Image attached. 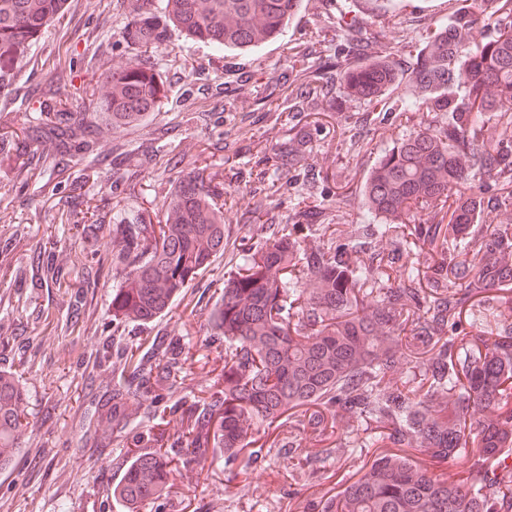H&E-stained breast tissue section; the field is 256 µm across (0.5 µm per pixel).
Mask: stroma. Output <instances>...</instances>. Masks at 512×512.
Instances as JSON below:
<instances>
[{"label": "stroma", "instance_id": "obj_1", "mask_svg": "<svg viewBox=\"0 0 512 512\" xmlns=\"http://www.w3.org/2000/svg\"><path fill=\"white\" fill-rule=\"evenodd\" d=\"M464 4L465 0H303L278 39L224 57L170 29L153 48L134 52L125 31L135 15V0H66L63 12L17 62L12 84L0 88L1 120L12 128L28 125L40 102L49 98L58 72H65L72 86L89 89L102 68L134 59L161 73L167 96L159 111L136 126L110 124L95 112H86L96 130L94 144L88 158H73L70 169L78 171L93 160L100 176L82 189L54 178L32 179L24 185L13 176H0V236H9L11 225L26 224L32 241H39L45 225L57 223L61 199L77 214L93 205L119 222L140 214L156 219L176 179L205 164L222 171L224 190L233 202L224 213L223 254L190 283L175 314L133 331L140 339L161 328L174 336L187 335L198 354H205L225 272L239 264L244 245L262 241L293 221L292 201L265 199L249 177L260 151L281 149L293 125H307L311 148L297 170L309 221L342 224L352 231L364 221L361 189L377 158L418 127L448 122L444 112L408 118L391 113L363 122L366 103L348 98L336 79L328 92L336 96L338 108L322 119L310 112L261 116L256 110L259 101L277 99L282 93L292 48H307L308 62L316 66L336 53L335 45L315 43L316 31L336 28L342 40L350 30L361 31V53L383 47L396 63L400 76L388 99L393 105L410 93L405 74L414 65L415 48ZM117 150L129 162H142L138 180L121 182L123 168L112 161ZM339 150L349 154V166L335 162ZM260 208L265 216L259 221L255 212ZM115 281L111 274L99 279L94 324L74 336L65 331L62 295L52 297L54 322L49 326L27 320L21 311L0 309V337L23 335L39 355L23 375L31 425L18 438V466L0 471V512H121L110 490L121 480L127 455L120 452L108 426H97L96 447L83 448L70 424L78 406L89 401L81 387L82 373L100 380L112 376L110 367L95 364L94 355L100 336L112 326ZM358 465L355 459L329 464L318 479L291 474L287 460L277 457L261 470L239 467L230 481L215 467L200 473L174 472L170 481L176 496L166 512H313V503L335 495Z\"/></svg>", "mask_w": 512, "mask_h": 512}]
</instances>
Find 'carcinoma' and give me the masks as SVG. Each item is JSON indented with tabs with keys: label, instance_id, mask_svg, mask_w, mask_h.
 <instances>
[{
	"label": "carcinoma",
	"instance_id": "obj_1",
	"mask_svg": "<svg viewBox=\"0 0 512 512\" xmlns=\"http://www.w3.org/2000/svg\"><path fill=\"white\" fill-rule=\"evenodd\" d=\"M66 0H0V79L63 11ZM138 7L126 32L135 49L161 37L165 24L218 53L258 48L279 37L302 0H164L163 20ZM509 30L477 39L482 0H472L441 23L416 50L408 78L414 94L400 112L448 113V124L413 132L375 164L362 193L369 222L348 235L335 224L296 222L244 249L224 279L201 369L217 378L190 394L194 344L159 332L140 340L118 334L169 313L187 283L224 251V176L208 166L175 182L154 225L139 216L128 224L90 217L47 224L39 246L22 263L30 226L14 225L0 239V282L26 288L38 304L56 290L66 298L71 330L91 315L89 289L105 268L94 249L112 229L110 264L124 272L112 289V333L94 362L112 366V380L95 406V421L112 427L123 448H134L121 493L125 512L147 500L164 512L161 488L175 464L185 471L240 464L261 467L286 458L314 477L345 457L349 432L370 433L357 479L320 500L318 512H512V115L494 111L512 102V8L501 6ZM292 55L288 98L269 112H330L336 99L323 91L325 73ZM328 66L344 88L378 105L395 70L377 50L356 63L353 40L336 49ZM58 98L39 107L22 135L51 145L52 165L28 160L29 177L55 175L69 158L90 150L94 129L72 120L64 78ZM100 111L132 125L160 108V76L139 62L103 73ZM288 149L263 155L254 181L267 196L281 195L276 171L308 151L307 126H294ZM492 184L482 182L483 175ZM427 218L416 220L418 210ZM80 240L87 250L81 276L55 262L58 244ZM496 314L487 330L471 331L473 310ZM27 343L0 338V466L17 457V434L29 425L21 368L32 361ZM315 446L302 452L301 441ZM222 448L224 455L207 456ZM437 463L456 461L468 480L450 481L409 451Z\"/></svg>",
	"mask_w": 512,
	"mask_h": 512
}]
</instances>
